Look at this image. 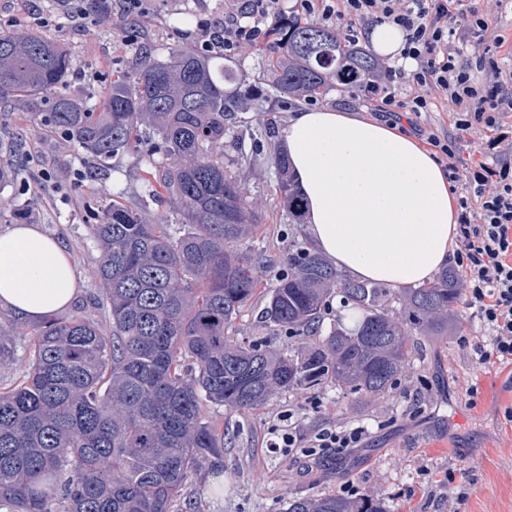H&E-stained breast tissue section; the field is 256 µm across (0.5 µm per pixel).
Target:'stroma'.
<instances>
[{"mask_svg": "<svg viewBox=\"0 0 512 512\" xmlns=\"http://www.w3.org/2000/svg\"><path fill=\"white\" fill-rule=\"evenodd\" d=\"M72 0H0V25L23 9L56 17L46 37L61 42L71 60L66 92L77 98L106 99L113 73L134 78L141 50L165 60L175 46L191 47L199 21L224 15V0H148L146 12L130 21L120 7L109 19L77 29L67 20ZM238 76L237 89L256 107L237 113L224 136V168L242 187L256 211L257 227L243 241L245 252L261 259L256 271L274 284L289 244L304 239L302 225L291 223L278 189L273 148L292 112L306 108L304 99L278 93L262 46L244 47L227 59ZM29 101L0 102V160L11 179L0 185V233L13 224L39 225L58 239L74 265L78 292L64 316L99 293L101 253L91 239L113 199L149 218L180 223V206L163 189L147 191L142 153L113 157L108 179L93 176L97 163L80 155L74 143L46 130L31 117ZM265 304L254 297L235 319L233 333L287 351V336L259 321ZM0 324L13 331L15 357L0 363V386L18 381L34 325L0 307ZM477 385L481 398L470 405L465 395ZM512 366L485 369L458 344L457 336L424 337L420 351L387 394L372 400L327 388L318 393L281 392L261 407L237 413L210 406L204 411L224 435L221 466L204 467L189 479L181 501L198 502L201 512H285L290 496L318 498L329 494H372L387 512H512ZM367 426L369 435L357 448L305 457L271 451L267 442L276 428L290 429L307 442L323 429ZM429 475H421L420 466ZM463 473L472 494L464 505L448 500L439 481L446 472Z\"/></svg>", "mask_w": 512, "mask_h": 512, "instance_id": "35a3bbf8", "label": "stroma"}]
</instances>
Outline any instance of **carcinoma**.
<instances>
[{
	"mask_svg": "<svg viewBox=\"0 0 512 512\" xmlns=\"http://www.w3.org/2000/svg\"><path fill=\"white\" fill-rule=\"evenodd\" d=\"M270 35L284 54L267 66L276 89L293 97L359 87L382 69L354 41L295 17L275 22ZM222 59L175 47L161 62L146 52L135 81L112 80L94 112L64 90L70 61L61 43L0 33V101L36 102L33 119L101 168L149 128L157 140L146 155L170 160L159 184L187 223L151 222L114 201L93 225L112 329L79 314L50 315L34 331L22 379L0 390V512H173L190 475L223 456L205 404L249 411L279 391L328 385L375 398L409 368L415 337L455 328V269L395 290L355 281L299 242L260 313L294 347L281 353L226 332L261 280L237 249L253 209L219 157L232 116L248 109L239 91L226 90L236 73ZM275 164L283 205L298 224L305 204L287 154ZM335 299L360 319L353 327L338 319L323 335ZM288 512L386 509L374 495H326L293 497Z\"/></svg>",
	"mask_w": 512,
	"mask_h": 512,
	"instance_id": "cac0c4a2",
	"label": "carcinoma"
}]
</instances>
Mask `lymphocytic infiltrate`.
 <instances>
[{
    "mask_svg": "<svg viewBox=\"0 0 512 512\" xmlns=\"http://www.w3.org/2000/svg\"><path fill=\"white\" fill-rule=\"evenodd\" d=\"M276 0H228L224 18L197 25L199 45L234 52L261 43ZM306 14L343 25L351 36L379 23H392L405 33L402 64L365 84L368 109L389 115L414 116L452 105L454 132L430 129L428 145L448 171L458 192L455 258L465 279L468 307L485 333L463 336L475 363L485 368L512 365V72L504 71L497 51L506 44L497 37L484 47L479 74L459 57L464 45H482L488 22L478 0H295ZM422 87L404 98V85ZM490 132L491 148L503 157L490 165L483 151L471 148L468 136Z\"/></svg>",
    "mask_w": 512,
    "mask_h": 512,
    "instance_id": "obj_1",
    "label": "lymphocytic infiltrate"
}]
</instances>
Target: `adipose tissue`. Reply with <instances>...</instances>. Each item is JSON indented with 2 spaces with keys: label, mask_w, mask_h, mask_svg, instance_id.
<instances>
[{
  "label": "adipose tissue",
  "mask_w": 512,
  "mask_h": 512,
  "mask_svg": "<svg viewBox=\"0 0 512 512\" xmlns=\"http://www.w3.org/2000/svg\"><path fill=\"white\" fill-rule=\"evenodd\" d=\"M280 138L305 199L304 231L337 269L404 288L429 282L447 264L457 229L448 172L399 126L302 109ZM76 292L58 240L34 224L0 233V306L36 322Z\"/></svg>",
  "instance_id": "ef3b65f1"
}]
</instances>
